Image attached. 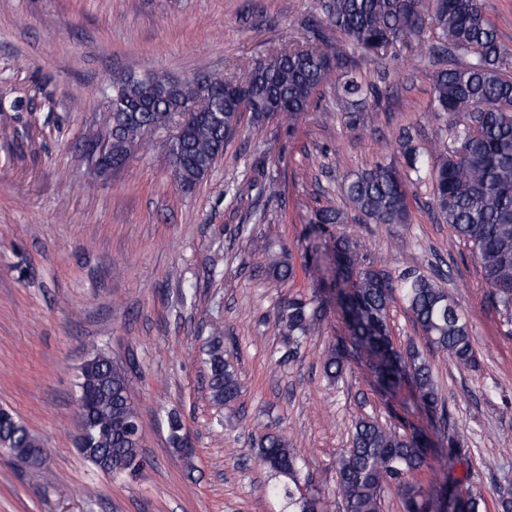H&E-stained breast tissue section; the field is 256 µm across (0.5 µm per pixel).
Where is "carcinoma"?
<instances>
[{"label":"carcinoma","instance_id":"carcinoma-1","mask_svg":"<svg viewBox=\"0 0 512 512\" xmlns=\"http://www.w3.org/2000/svg\"><path fill=\"white\" fill-rule=\"evenodd\" d=\"M322 16L309 25L304 40L246 66L236 79L212 75L197 88L178 90L175 81L134 72L112 81V161L122 166L146 148L144 133L167 125L190 107L193 114L170 147L179 184L191 188L214 167L249 114L253 136H262L268 123L297 119L308 111L318 91L336 87V105L344 124L356 128L367 122V100L380 89L365 84L349 67L347 50L384 49L410 35L435 31L426 47L430 55L462 57V66L439 68L433 74L432 111L448 115V145L422 151L407 128L397 137L405 169L376 162L349 179L345 204L313 211V229L351 221L408 224L407 183L431 182L432 208L439 220L469 245L481 265L488 300L512 311V49L498 38L487 16L486 0H319ZM329 26L345 39L346 48H328L322 29ZM336 302L343 310L354 344L377 357L382 389L409 383L420 403L448 410L429 360L415 347H392L389 310L401 296L415 325L430 347L463 367L475 362L466 315L442 288L443 273L420 268L391 271L366 262V247L357 238L334 239ZM324 302L294 298L280 306L288 330L282 366L304 339L320 332ZM205 363L210 401L219 408L232 405L241 381L224 358V339L206 338ZM348 355L342 346L324 359L330 381L343 376ZM132 372L107 353L97 352L79 368L78 402L81 454L98 470L116 476L139 477L144 471L140 413L131 397ZM169 444L189 460L180 416L168 417ZM0 453L16 464L39 466L48 454L44 442L10 411L0 408ZM467 449L450 440L437 458L434 488L423 489L414 472L431 466L427 442L374 418L357 420L350 446L336 460V496L343 512H382L385 489L396 488L405 512H483L481 493L470 484L471 474L454 476ZM256 458L275 483L269 492L287 501L289 512H324L323 498L309 490L311 478L302 474L298 449L282 432H267L257 442ZM466 490H461V486Z\"/></svg>","mask_w":512,"mask_h":512}]
</instances>
